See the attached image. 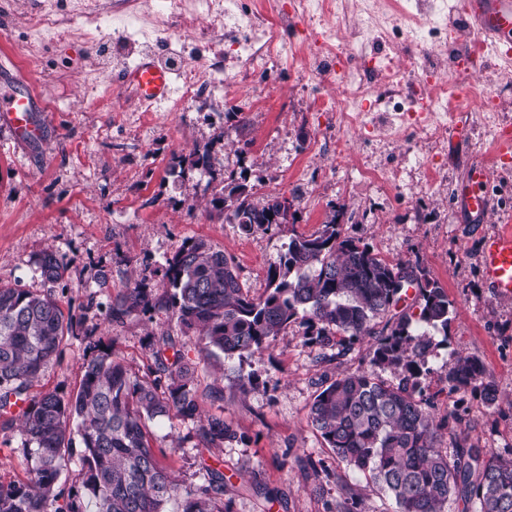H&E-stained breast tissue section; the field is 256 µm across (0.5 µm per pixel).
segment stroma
Segmentation results:
<instances>
[{
  "instance_id": "35a3bbf8",
  "label": "stroma",
  "mask_w": 512,
  "mask_h": 512,
  "mask_svg": "<svg viewBox=\"0 0 512 512\" xmlns=\"http://www.w3.org/2000/svg\"><path fill=\"white\" fill-rule=\"evenodd\" d=\"M183 0L178 13L158 0H0V56L15 65L0 70V89L25 76L44 110L41 140L14 144L0 125V283L33 290L45 284L36 259L53 248L67 266L55 293L63 308L83 319L61 357L42 373L39 388L74 390L89 342L111 347L138 374L154 366V336L170 334L189 357L195 336L181 334L164 311L131 314L107 323L100 311L124 292L129 277L161 287L163 265L189 238L224 249L252 296L263 294L266 271L296 234L321 230L335 207L345 214L341 234L391 263L420 264L452 304L447 333H434L424 393L436 418L461 414L456 434L440 445L488 448L512 457V296L495 295L482 273L486 237L512 222V169H497L489 184L493 208L472 223L454 203L453 189L469 165L489 155V124L512 125V76L476 71L475 83L500 91L495 117L469 110L455 141H407L398 116L370 112L362 124L338 126L332 112L311 109L313 97L341 98L339 81L315 83L311 46L280 27L294 56L272 59L255 77L232 49L235 25L272 19L280 0H252V16L225 14L226 0ZM56 14L48 30L34 17ZM162 54L178 84L158 110L141 108L113 76L140 53ZM224 76L201 87L193 100L180 91L195 70ZM209 152L210 173L194 161ZM245 180L254 200L293 197L286 224L242 230L212 204L227 178ZM370 341L344 351L309 343L305 327L288 326L268 350L225 361V374L199 373L202 387L221 389L204 401L206 414H223L237 432L216 449L231 512H335L355 495L365 512H396L394 501L362 474L339 462L308 422L313 397L337 374L368 368ZM478 357L499 391L495 406L479 393L448 391L442 381L455 354ZM251 375L247 394L236 374ZM193 420L152 426L164 462L184 488L204 481ZM181 448H172L173 438ZM18 431L0 430V482L23 481L27 462Z\"/></svg>"
}]
</instances>
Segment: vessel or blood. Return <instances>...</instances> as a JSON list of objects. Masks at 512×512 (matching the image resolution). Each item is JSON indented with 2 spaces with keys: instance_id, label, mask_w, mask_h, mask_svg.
Segmentation results:
<instances>
[{
  "instance_id": "obj_1",
  "label": "vessel or blood",
  "mask_w": 512,
  "mask_h": 512,
  "mask_svg": "<svg viewBox=\"0 0 512 512\" xmlns=\"http://www.w3.org/2000/svg\"><path fill=\"white\" fill-rule=\"evenodd\" d=\"M465 15L470 25L484 39L486 48L499 57L512 61V0H465ZM121 86L132 92L145 107L166 100L173 87V71L153 54L142 55L132 66L117 74ZM38 109L34 89L27 82L0 94V116L4 117L15 142L26 144L42 137L44 128L35 123ZM512 166V127L498 132L492 164L470 166L466 178L456 185L453 196L468 217L477 223L485 222L492 200L486 190L492 166ZM484 277L493 292L512 296V226H502L487 237L482 251Z\"/></svg>"
}]
</instances>
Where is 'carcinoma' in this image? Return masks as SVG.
Wrapping results in <instances>:
<instances>
[{
    "instance_id": "1",
    "label": "carcinoma",
    "mask_w": 512,
    "mask_h": 512,
    "mask_svg": "<svg viewBox=\"0 0 512 512\" xmlns=\"http://www.w3.org/2000/svg\"><path fill=\"white\" fill-rule=\"evenodd\" d=\"M224 190L221 202L245 231L267 230L285 215L277 195L256 203L243 183ZM342 215L339 206L321 231L293 235L268 267V288L257 299L244 291L223 249L205 238L185 241L166 259L164 295L155 297L145 279L136 280L108 304L105 316L112 323L162 308L183 334L197 337L199 361L169 335L153 344L154 368L145 376L112 348L99 349L85 356L69 394L33 388L76 334V316L64 311L51 288L0 284V429L19 426L29 462L26 480L0 482V512H165L177 497L181 512H231L221 468L202 460L204 484L182 488L163 463L166 451L155 447L149 423L198 419L204 399L223 398L200 389L198 362L260 354L298 319L323 346L345 348L375 337L371 369L338 375L309 406L311 426L336 459L393 498L396 512H446L453 496L476 512H512L511 457L474 446L437 447L446 422L430 412L422 379L432 333L448 335V295L425 269L393 265L342 237ZM36 264L44 282L63 279L66 266L56 251H43ZM445 382L451 391L480 392L490 407L497 402L495 382L476 357L456 356ZM20 403L26 409L16 415ZM195 438V447L209 450L236 433L214 414L199 419ZM74 457L77 481L65 493L60 479Z\"/></svg>"
}]
</instances>
